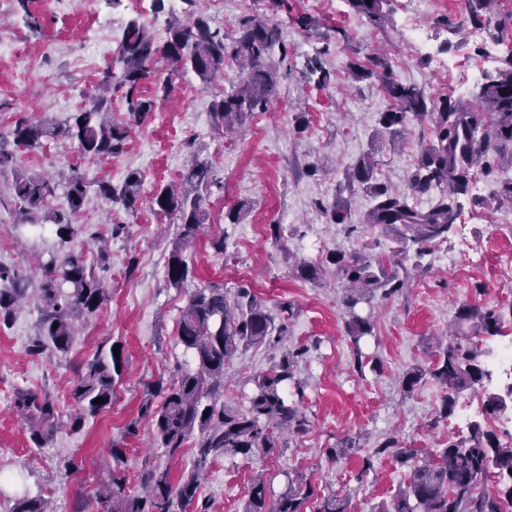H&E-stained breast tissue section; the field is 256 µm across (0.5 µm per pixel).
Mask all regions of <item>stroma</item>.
Listing matches in <instances>:
<instances>
[{"mask_svg": "<svg viewBox=\"0 0 512 512\" xmlns=\"http://www.w3.org/2000/svg\"><path fill=\"white\" fill-rule=\"evenodd\" d=\"M406 0H385L384 17L374 23L351 13L344 0H285L272 9L270 0H67L56 10L44 0L31 7L43 27L31 31L15 0H0V135H7L16 117L55 123L88 103L108 60L97 42L117 48L131 21L142 24L155 42H164L173 20L186 15L205 17L212 27L234 37L236 20L250 14L273 20L282 31L288 62L278 69L268 111L255 114L230 135L217 133L212 104L239 79L228 65L223 78L202 85L191 72L176 76L168 96L144 84L153 98L149 120L132 131L124 151L108 157L81 155L64 139L49 140L42 151L18 150L19 166L29 173L64 176L78 169L89 184L103 178L120 184L126 171L144 175L135 211L110 210L95 193H88L75 223L85 225L94 240L76 238L72 246L86 249L87 259L111 289L106 305L77 324L68 352L49 350L30 354L42 309L41 266L62 255L53 232H37L24 224L13 201L12 177L0 176V264L13 266L29 278L28 290L9 325L0 326V512H9L16 499L27 496L46 501L50 512H104L98 494L108 484L112 448L123 451L131 488H138L145 466L170 469L180 480L192 468L194 448L168 455L151 444V425L142 404L167 383L190 355L178 338V323L189 288L213 283L227 292L250 289L272 311L292 309L288 331L280 346L240 350L224 368V405L243 411L255 389L253 378L269 367L282 350L309 346L297 371L303 382V411L311 421L308 432L286 439L273 454L223 456L210 462L197 491L211 512H244L251 482L263 475L270 499L287 492L288 483L303 477L315 493L346 498L350 512H376L389 503L406 474L395 458L378 453V446L395 436L419 454H432L448 440V422L438 419L442 392L429 382L404 393L402 373L414 365H428L441 336L452 326L460 305L501 312V335L512 336V269L500 256L512 252V203L502 200L503 182L512 179V166L494 173H476L470 191L460 198L459 216L447 241L412 269L408 286L388 299L374 298L359 305L371 314L374 335L353 346L345 333L344 285L334 269L319 282L299 278L298 262H324L329 252L355 250L371 243L388 251L389 232L364 226L372 205L361 186H348L345 174L363 155L374 153L379 181L405 185L423 148L431 139L425 120H412L396 136L379 131L378 118L391 106L376 79L357 80L349 65H369L375 55L393 63L395 78L425 88L434 96L470 98L486 76L504 66L512 45V0H490L485 19L468 20L470 0H417L418 28L405 18ZM311 16L318 30L304 31L297 15ZM482 31L475 41L474 31ZM320 55L330 72L326 85L306 76V61ZM28 69L27 86L16 80ZM211 164L216 182L206 196L210 218L185 251L194 277L188 288L166 279L165 266L176 227L156 213L150 198L159 185L179 183L191 161ZM347 200L348 225L327 223L319 209L336 197ZM242 206L240 223H229L226 212ZM121 225L113 234V225ZM279 235H272V225ZM226 235L224 253L211 241ZM469 237L483 256L472 261L458 253L455 263L438 257L455 250ZM122 346L127 368L115 385L111 408L86 420L77 430L62 428L43 447H36L26 421L15 413L11 400L17 389L33 388L48 394L65 414L75 411L69 393L74 369L91 359L100 346ZM512 387L494 377L475 391L460 395L455 414L469 413L483 429L512 420V403L489 414L488 395H506ZM359 438L358 449L339 459L328 455L343 438ZM371 472H363L365 461ZM77 471L66 472L68 462Z\"/></svg>", "mask_w": 512, "mask_h": 512, "instance_id": "stroma-1", "label": "stroma"}]
</instances>
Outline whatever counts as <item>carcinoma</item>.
I'll return each instance as SVG.
<instances>
[{"instance_id": "cac0c4a2", "label": "carcinoma", "mask_w": 512, "mask_h": 512, "mask_svg": "<svg viewBox=\"0 0 512 512\" xmlns=\"http://www.w3.org/2000/svg\"><path fill=\"white\" fill-rule=\"evenodd\" d=\"M350 9L370 19L379 17L382 0H344ZM280 52L274 60V51ZM281 45L278 26L245 15L237 21L236 36L227 38L202 17L170 24L168 39L156 43L138 23L125 28L116 57L102 73L100 84L110 93H118L127 106L121 122L105 119L112 98L94 96L84 109L74 112L54 125L19 117L10 135L14 145L29 152L44 148L50 138H64L76 144L83 155L100 156L119 153L131 131L143 124L154 110V101L141 94V87L158 79L157 63L168 62L170 75L163 91L173 89L172 76L192 71L205 85L224 74V68L236 64L241 76L232 89L213 103L217 125L228 133L238 129L253 114L268 108L277 82V64L287 60ZM306 69L318 75L316 83H327L330 72L321 57L307 59ZM358 79L376 78L386 84L395 106L379 114L385 131L404 125L409 118H427L432 138L421 154L419 164L408 179V189L396 190L376 182V160L365 156L347 174L350 182L365 186L373 206L364 221L371 227L395 231V247L385 255L366 249L334 250L327 261L336 277L346 283L343 304L349 318L345 332L354 346L373 335L370 316L356 312L361 303L380 295L395 296L404 290L409 279L406 266L410 250L420 257L428 245L448 239L457 219L458 196L469 191L476 170L487 171L493 152L505 144L512 145V57L506 67L483 83L475 103L468 100L431 98L421 87L399 83L391 78L386 62L378 60L375 68L360 69L350 64ZM13 173L12 188L27 221H39L55 227L60 245L70 243L86 233L85 227L72 223V215L82 207L88 184L78 170L66 177L64 204L52 205L59 183L42 174L18 170L17 155L0 145V173ZM213 182L212 169L196 161L183 175L184 187L176 190L167 185L154 190L153 209L173 219L177 237L166 264L167 280L181 288L193 274L183 256L184 246L196 239L208 220L204 192ZM143 175L137 169L127 171L120 185L110 180L97 182L98 194L112 207L133 211L141 198ZM438 190L431 204L421 209L414 195ZM330 224H344L349 219L346 203L337 199L323 207ZM299 278L316 282L322 266L301 262L296 267ZM27 292V282L13 269L0 264V324L8 323ZM44 309L38 332L29 346L33 355L46 350L65 353L75 333V322L95 314L107 301L106 288L88 265L85 252L68 249L61 258H52L44 267L42 282ZM272 313L249 289L239 288L234 296L224 287L212 284L193 288L178 324L180 342L190 351L195 368L180 370L175 380L159 386L161 402L147 401L143 412L150 416L154 440L158 447L173 456L186 440L199 433L194 452V469L188 478L172 483L169 469L148 467L141 475L145 493L130 491L127 476L114 469L103 499L106 512H210V506L196 501L200 471L211 460L226 455L251 457L258 451L272 453L281 447L279 436L288 431L304 434L310 421L299 411L304 389L296 378L299 363L307 349L295 347L279 361L254 378L256 391L245 412L224 409V367L242 347H275L287 331L284 313ZM501 316L494 310L482 311L463 304L456 312V328L446 343L438 346V357L429 368L412 367L401 378L402 390L414 392L425 380H433L442 391L440 416L448 418L459 396L484 385L490 378L479 356V342L499 334ZM124 358L113 349H99L94 357L78 367L71 396L77 413L71 425L78 428L112 406L115 378L122 375ZM295 400H287V396ZM100 398L102 402L94 403ZM11 408L29 424L33 441L44 444L63 425L62 414L45 394L33 389H18ZM389 451L397 462L409 468L407 478L389 504L377 512H501V501L512 502V448L503 446L494 432L478 423L469 426L468 435L448 438V443L431 457H420L395 438L382 443L375 453ZM497 470L502 481L498 495L476 492L490 469ZM314 497L311 484L289 485L288 492L275 501L267 496L262 476L253 479L244 512H304ZM11 512H46L41 500L22 497ZM314 512H348V502L334 494L317 498Z\"/></svg>"}]
</instances>
